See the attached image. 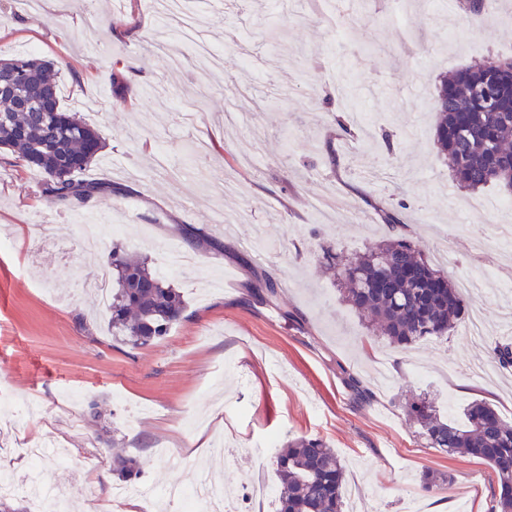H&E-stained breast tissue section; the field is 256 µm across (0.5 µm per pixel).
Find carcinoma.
<instances>
[{"instance_id": "cac0c4a2", "label": "carcinoma", "mask_w": 512, "mask_h": 512, "mask_svg": "<svg viewBox=\"0 0 512 512\" xmlns=\"http://www.w3.org/2000/svg\"><path fill=\"white\" fill-rule=\"evenodd\" d=\"M58 72L55 62L31 53L0 59V148L41 173L44 197L71 207L119 189L84 177L104 142L77 112L61 106ZM483 83L498 86L500 111H487L477 96ZM435 98V142L456 183L471 191L492 184L512 191V61L455 71L440 80ZM320 263L344 285L345 301L398 349L448 335L465 309L456 285L406 239L353 256L328 246ZM110 265L112 337L144 347L166 336L183 317L181 292L145 259L118 248L112 249ZM491 354L501 367L512 368L511 341L494 342ZM405 412L428 447L486 462L498 479L491 512H512V424L490 403L472 401L462 423L441 417L425 399L407 403ZM113 464L126 480L140 474L136 461L118 451ZM276 466L282 485L278 512H344V468L325 440L288 441Z\"/></svg>"}]
</instances>
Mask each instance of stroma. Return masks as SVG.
<instances>
[{
    "label": "stroma",
    "instance_id": "obj_1",
    "mask_svg": "<svg viewBox=\"0 0 512 512\" xmlns=\"http://www.w3.org/2000/svg\"><path fill=\"white\" fill-rule=\"evenodd\" d=\"M201 33L162 19L152 0H0V58L22 52L60 62L62 105L104 140L86 175L121 186L61 208L33 194L40 173L0 165V470L20 491L25 453L55 439L47 480L72 512L108 500L122 481L111 446L139 460L141 483L163 490L224 479L227 512H277L276 456L288 439L326 440L345 464L358 512H490L494 471L426 447L404 403L426 397L461 420L483 399L512 423V370L491 343L512 333V193L459 189L435 145L434 88L448 73L512 59V0L486 15L443 0H185ZM132 93H112L113 69ZM345 116L346 129L332 122ZM403 223L391 232L382 213ZM230 215L233 229L212 231ZM124 225L96 254L79 226ZM207 231L188 246L184 228ZM403 237L482 308L483 334L458 324L405 350L369 328L320 266ZM162 269L170 250L198 262L171 275L183 319L163 339L132 347L111 337L109 313L87 285L113 246ZM278 282L255 296L257 279ZM372 398L358 404L342 373ZM452 474L426 491L424 472Z\"/></svg>",
    "mask_w": 512,
    "mask_h": 512
}]
</instances>
